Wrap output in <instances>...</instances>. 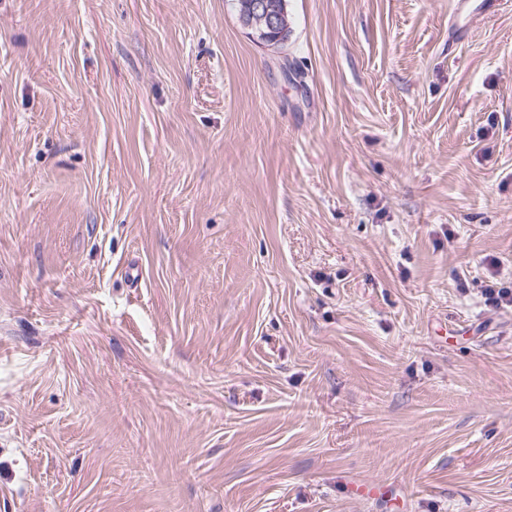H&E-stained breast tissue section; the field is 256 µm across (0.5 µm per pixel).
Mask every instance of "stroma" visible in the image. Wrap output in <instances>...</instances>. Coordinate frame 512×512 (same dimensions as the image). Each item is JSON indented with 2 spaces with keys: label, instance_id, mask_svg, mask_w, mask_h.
I'll return each mask as SVG.
<instances>
[{
  "label": "stroma",
  "instance_id": "obj_1",
  "mask_svg": "<svg viewBox=\"0 0 512 512\" xmlns=\"http://www.w3.org/2000/svg\"><path fill=\"white\" fill-rule=\"evenodd\" d=\"M0 0V512H512V0ZM271 0H250L248 12L252 23L268 30L281 29V15Z\"/></svg>",
  "mask_w": 512,
  "mask_h": 512
}]
</instances>
